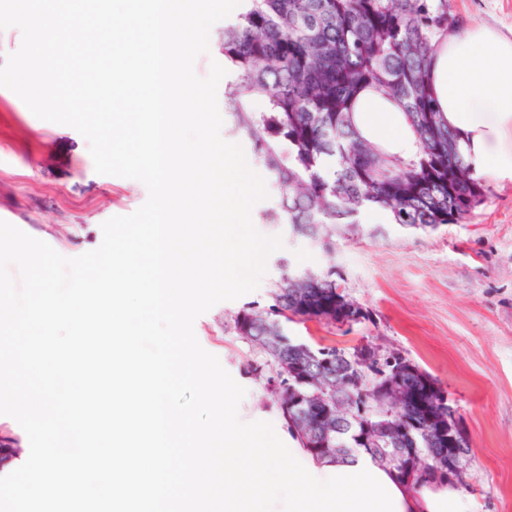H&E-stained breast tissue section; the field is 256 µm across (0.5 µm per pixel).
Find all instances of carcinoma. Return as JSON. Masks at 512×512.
Masks as SVG:
<instances>
[{"mask_svg": "<svg viewBox=\"0 0 512 512\" xmlns=\"http://www.w3.org/2000/svg\"><path fill=\"white\" fill-rule=\"evenodd\" d=\"M237 22L224 27V112L228 132L242 141L273 186L277 201L264 214L270 224L335 244L327 228L359 227L369 207L384 211L402 230L461 224L485 200L482 178L470 167L464 135L448 126L426 84L448 31V0H242ZM367 89L399 106L414 136L408 156L365 138L355 104ZM455 153L448 155V142ZM281 274L268 304L247 306L232 318L236 333L266 356L255 370L268 384L287 429L299 412L315 415L331 399L330 426H318L338 460L356 448L376 461L396 448H415L413 473L396 469L410 488L440 481L456 487L468 441L459 420L437 433L435 411L445 394L436 379L406 357L390 378L349 390L364 372L365 346L298 341L288 324L325 321L352 326L371 319L349 298L336 267L316 281L279 260Z\"/></svg>", "mask_w": 512, "mask_h": 512, "instance_id": "1", "label": "carcinoma"}]
</instances>
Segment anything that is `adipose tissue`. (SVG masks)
<instances>
[{
	"label": "adipose tissue",
	"instance_id": "obj_1",
	"mask_svg": "<svg viewBox=\"0 0 512 512\" xmlns=\"http://www.w3.org/2000/svg\"><path fill=\"white\" fill-rule=\"evenodd\" d=\"M427 80L449 125L467 136L475 172L512 173V39L486 27L445 34ZM356 122L371 141L412 152L410 130L382 95L360 98Z\"/></svg>",
	"mask_w": 512,
	"mask_h": 512
}]
</instances>
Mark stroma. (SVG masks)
Listing matches in <instances>:
<instances>
[{
	"instance_id": "1",
	"label": "stroma",
	"mask_w": 512,
	"mask_h": 512,
	"mask_svg": "<svg viewBox=\"0 0 512 512\" xmlns=\"http://www.w3.org/2000/svg\"><path fill=\"white\" fill-rule=\"evenodd\" d=\"M454 29L482 25L512 37V0H448ZM486 201L462 224L404 233L360 216L362 233L337 238L333 250L269 224L267 196L252 209L256 229L281 236L259 287L199 316L201 346L247 394L242 418L276 420L261 352L231 321L243 304L268 302L276 262L340 269L345 291L372 313L350 326L308 321L289 334L342 348L376 344L394 350L437 379L471 451L463 462L476 512H512V177L485 175ZM147 199L137 180L96 173L87 141L73 128L37 118L0 87V220L48 243L66 257L98 248L101 225L136 211Z\"/></svg>"
}]
</instances>
